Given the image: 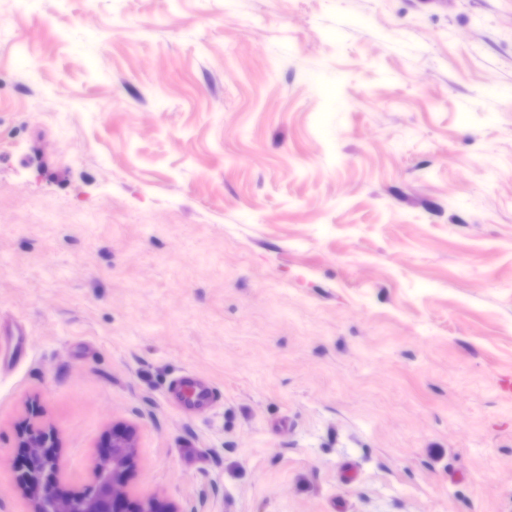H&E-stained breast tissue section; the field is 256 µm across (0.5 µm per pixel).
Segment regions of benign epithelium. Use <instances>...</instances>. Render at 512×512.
I'll return each instance as SVG.
<instances>
[{"label": "benign epithelium", "instance_id": "1", "mask_svg": "<svg viewBox=\"0 0 512 512\" xmlns=\"http://www.w3.org/2000/svg\"><path fill=\"white\" fill-rule=\"evenodd\" d=\"M19 448L16 481L31 496L33 512H161L153 500L129 501L125 475L134 446L125 433L115 434L92 467V485L77 496L58 494L57 478L44 474L42 462L57 455L58 443L51 429L41 425L23 428Z\"/></svg>", "mask_w": 512, "mask_h": 512}]
</instances>
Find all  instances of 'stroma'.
Segmentation results:
<instances>
[{"mask_svg":"<svg viewBox=\"0 0 512 512\" xmlns=\"http://www.w3.org/2000/svg\"><path fill=\"white\" fill-rule=\"evenodd\" d=\"M17 322L0 512L33 405L64 494L512 512V0H0ZM171 399L181 408L204 411L214 406L217 395L205 378L187 374L175 380L171 388Z\"/></svg>","mask_w":512,"mask_h":512,"instance_id":"1","label":"stroma"}]
</instances>
